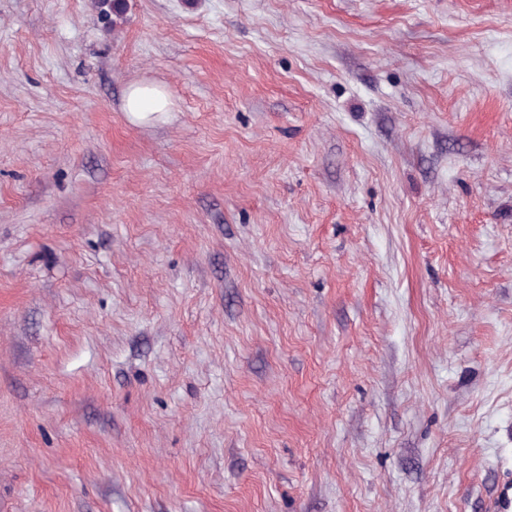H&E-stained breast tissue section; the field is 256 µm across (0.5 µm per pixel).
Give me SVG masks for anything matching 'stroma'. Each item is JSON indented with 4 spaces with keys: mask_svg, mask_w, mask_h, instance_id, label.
I'll use <instances>...</instances> for the list:
<instances>
[{
    "mask_svg": "<svg viewBox=\"0 0 512 512\" xmlns=\"http://www.w3.org/2000/svg\"><path fill=\"white\" fill-rule=\"evenodd\" d=\"M125 2L0 0V512H492L512 0ZM171 106V97L165 88L141 82L126 89L124 111L141 123L149 121L157 113L169 112Z\"/></svg>",
    "mask_w": 512,
    "mask_h": 512,
    "instance_id": "stroma-1",
    "label": "stroma"
}]
</instances>
